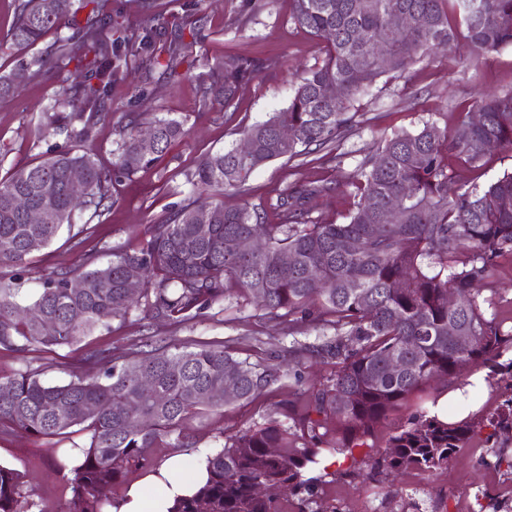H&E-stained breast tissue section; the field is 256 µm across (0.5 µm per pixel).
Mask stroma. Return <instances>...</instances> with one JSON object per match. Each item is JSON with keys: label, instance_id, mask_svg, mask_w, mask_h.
<instances>
[{"label": "stroma", "instance_id": "obj_1", "mask_svg": "<svg viewBox=\"0 0 512 512\" xmlns=\"http://www.w3.org/2000/svg\"><path fill=\"white\" fill-rule=\"evenodd\" d=\"M110 2L114 20L127 32L141 36L157 29L181 40V78L178 83L170 82L165 72L166 54L159 45L154 48L149 80H142L135 62L121 67L112 82V117L82 142V150L93 155L104 170H112L116 144L135 115L144 122L156 115L184 120L188 133L162 160L133 179L116 182L112 188L115 202L100 219L93 221L88 212L76 211L74 231L63 232L50 246L31 255L22 284L28 297L37 291L47 270L71 266L89 250L138 247L145 238L146 225L157 222L171 206L189 198L209 203L208 194L192 192L188 173L207 155L239 142L248 127L287 107L300 77L323 57L322 41L292 22V0ZM230 56L263 57L270 59L272 66L242 85L231 104L203 101V74ZM55 90V81L42 77L24 80L16 90L0 96V178L65 147L64 136L49 125L41 111ZM509 90L512 46L479 57L466 41H459L451 50L425 56L405 76L383 77L356 102L352 129L333 147L341 163L327 161L317 150L292 160L272 161L255 171L247 195L226 193L224 204L232 208L247 202L262 207L267 223L276 224L280 221L275 208L280 190L295 183L324 180L337 183L338 189L317 198L313 214L343 220L353 207L343 177L366 155L375 153L385 137L426 121L455 132L461 112L474 100ZM507 171H512V149L507 147L487 152L481 166L454 161L449 167L455 186L462 188L485 186ZM88 220L92 228L82 231ZM482 294L488 300L486 315L512 318V253L496 258ZM152 336H165L177 343L230 340L240 356L274 363L293 343L315 342L319 331L307 320L287 328L253 307L227 299L182 324H157L134 314L125 321H113L111 330L96 332L70 348L51 351L31 346L18 353L0 347V377L31 369L39 371L45 381L65 382L72 374L93 372L88 361L91 353L108 350L117 356L134 355L144 351ZM332 372V366L306 361L252 402H235L205 416L187 418L182 432L191 452H213L223 447L226 436L280 418L282 403L298 389L296 376L315 373L326 378ZM447 389V383H437L412 397L377 428L369 445L385 450L398 427ZM488 433L485 426L479 429L467 449L454 456L447 468L431 475L410 472L395 479L382 474L369 481L359 476L366 467L364 457L337 456L333 475L319 491V512H493L494 502L512 499V473L496 467L486 443ZM86 443L82 432L52 438L1 433L0 464L31 474L36 501L49 512H66L72 498L66 456L70 448Z\"/></svg>", "mask_w": 512, "mask_h": 512}]
</instances>
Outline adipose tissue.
Returning <instances> with one entry per match:
<instances>
[{
  "label": "adipose tissue",
  "mask_w": 512,
  "mask_h": 512,
  "mask_svg": "<svg viewBox=\"0 0 512 512\" xmlns=\"http://www.w3.org/2000/svg\"><path fill=\"white\" fill-rule=\"evenodd\" d=\"M185 460L178 452L129 486L112 504L110 512H171L177 499L190 496L196 485L185 482L180 472Z\"/></svg>",
  "instance_id": "adipose-tissue-1"
}]
</instances>
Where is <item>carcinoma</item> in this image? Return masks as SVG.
I'll use <instances>...</instances> for the list:
<instances>
[{"label": "carcinoma", "mask_w": 512, "mask_h": 512, "mask_svg": "<svg viewBox=\"0 0 512 512\" xmlns=\"http://www.w3.org/2000/svg\"><path fill=\"white\" fill-rule=\"evenodd\" d=\"M11 42L34 48L44 36L68 33L18 64L29 78L51 72L59 88L44 112L70 147L13 169L0 179V347L24 351L30 346L65 348L137 312L155 322L181 323L226 297L254 305L274 319H298L335 331L320 344L288 349V360L307 355L334 368L325 383L311 379L295 393L297 414L288 401L287 418L276 419L226 437L224 447L207 456L209 479L173 512H284L282 500L298 497L299 512L315 503L327 473L321 458L353 452L397 408L431 382L459 376L460 365L492 367L512 388V329L487 317L477 284L489 277L494 258L512 252V172L483 187L448 194L449 161L478 166L482 144L494 139L512 147V91L476 102L461 113L460 130L449 136L435 124L397 133L378 153L364 158L348 177L354 205L346 221L311 216L309 203L328 194V183H296L276 198L280 223L268 224L264 209L249 202L209 205L212 223L193 221L190 201L149 226L138 249L114 250L102 264L97 252L78 264L44 274L41 288L21 300L29 256L72 227L68 176L74 167L85 174L86 208L99 218L112 206V174L80 149L96 126L109 117V93L118 43L132 44L133 34L113 36L107 0H14ZM88 10L85 21L78 13ZM406 12L419 24L378 54L380 37L391 16ZM292 21L322 40L324 56L295 88L287 107L249 127L244 137L253 149L240 156L235 146L204 159L191 174L195 190L220 197L244 193L252 174L281 158L294 159L310 148L324 149L352 127L356 98L382 77L404 75L421 56L467 41L480 55L512 46V0H293ZM179 43L168 45L166 68L178 76ZM265 59L228 57L222 80L203 86L202 98L230 104L239 87L268 69ZM335 85L341 95L323 96ZM483 122L472 123V114ZM130 122L117 148V172L124 178L165 156L186 136L185 122L156 117L155 144L145 147ZM294 138L283 145L278 128ZM54 189L55 220L29 224L14 211L11 199L26 194L35 204L43 190ZM396 211L393 224L382 220L385 208ZM255 236L264 247L255 253L231 251L227 243ZM351 239L362 248L347 247ZM291 254L294 265L282 258ZM139 272L142 287L127 293L125 276ZM80 280L85 288L69 285ZM464 299L448 305V295ZM456 334L471 337L462 349ZM99 366L92 376L74 375L66 383L46 382L41 374L21 371L0 377V432L30 437L89 435L82 457L71 467L72 499L68 512H103L98 490H116L133 470L151 463L165 439L184 446L180 423L226 405L224 385L238 387L237 401L264 394L282 378L279 368L240 357L228 345L201 342L179 347L165 337L154 348L126 359L105 350L89 356ZM403 365L392 370V362ZM152 378L148 387L142 375ZM495 464L512 469V399L489 420ZM477 423L469 418L442 421L423 409L401 427L383 454H370L365 477L385 471L431 474L468 446ZM276 448L273 454L270 449ZM0 512H48L34 500L29 476L0 465Z\"/></svg>", "instance_id": "1"}]
</instances>
